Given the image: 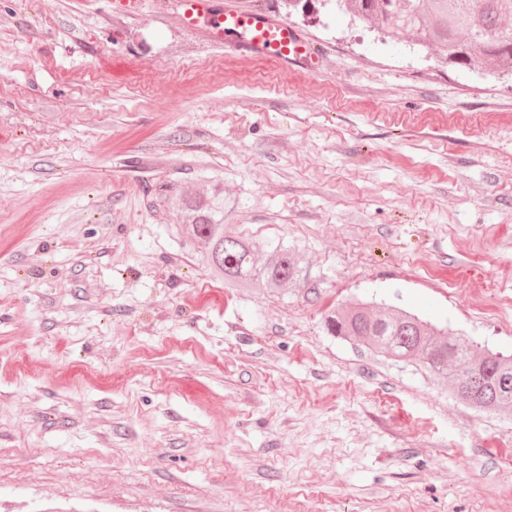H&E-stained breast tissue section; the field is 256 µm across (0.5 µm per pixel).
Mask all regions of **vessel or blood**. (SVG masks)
Instances as JSON below:
<instances>
[{
  "instance_id": "1",
  "label": "vessel or blood",
  "mask_w": 512,
  "mask_h": 512,
  "mask_svg": "<svg viewBox=\"0 0 512 512\" xmlns=\"http://www.w3.org/2000/svg\"><path fill=\"white\" fill-rule=\"evenodd\" d=\"M189 26L205 24L214 41L224 39L225 31L239 34V50L256 56H272L310 69L321 63L320 52L295 28L271 12L242 11L224 5L223 0H176Z\"/></svg>"
}]
</instances>
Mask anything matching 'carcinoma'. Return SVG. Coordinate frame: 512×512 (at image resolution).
Wrapping results in <instances>:
<instances>
[{
	"mask_svg": "<svg viewBox=\"0 0 512 512\" xmlns=\"http://www.w3.org/2000/svg\"><path fill=\"white\" fill-rule=\"evenodd\" d=\"M372 30L390 38L410 34L418 45H434L451 65L469 66L480 58L512 72V41L500 30L512 15V0H335ZM180 207L191 216L175 225L185 244L205 246L204 261L224 280V287L243 291L255 285L269 288L305 281L294 249L269 242L257 260L256 245L229 231L224 224V189L215 185L203 197L188 196ZM328 332L374 350L391 360L427 366L448 378L456 396L482 409L512 412V356L478 349L462 335L444 330L395 305L374 309L353 302L325 322Z\"/></svg>",
	"mask_w": 512,
	"mask_h": 512,
	"instance_id": "carcinoma-1",
	"label": "carcinoma"
}]
</instances>
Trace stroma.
<instances>
[{"label": "stroma", "mask_w": 512, "mask_h": 512, "mask_svg": "<svg viewBox=\"0 0 512 512\" xmlns=\"http://www.w3.org/2000/svg\"><path fill=\"white\" fill-rule=\"evenodd\" d=\"M225 2L320 69L167 0H0V512H512V416L324 328L356 297L512 354V74ZM217 180L305 283L231 292L181 247ZM183 20L191 27L206 23V33L222 42L224 31L240 35L237 49L256 56H273L283 62L316 69L321 53L295 28L264 9L242 11L222 0H177Z\"/></svg>", "instance_id": "35a3bbf8"}]
</instances>
